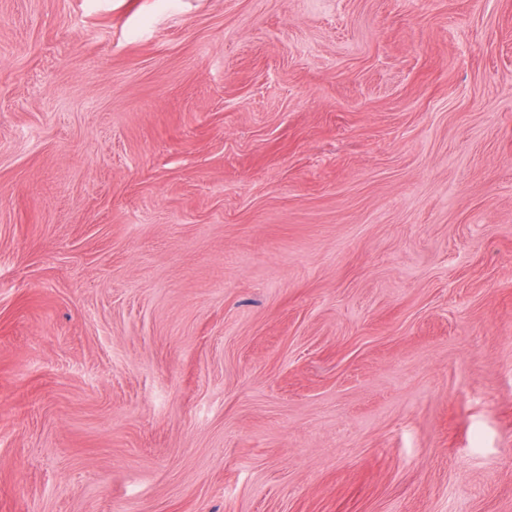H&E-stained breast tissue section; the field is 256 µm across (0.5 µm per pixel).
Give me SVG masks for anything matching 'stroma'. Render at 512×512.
Here are the masks:
<instances>
[{"label": "stroma", "mask_w": 512, "mask_h": 512, "mask_svg": "<svg viewBox=\"0 0 512 512\" xmlns=\"http://www.w3.org/2000/svg\"><path fill=\"white\" fill-rule=\"evenodd\" d=\"M0 512H512V0H0Z\"/></svg>", "instance_id": "35a3bbf8"}]
</instances>
